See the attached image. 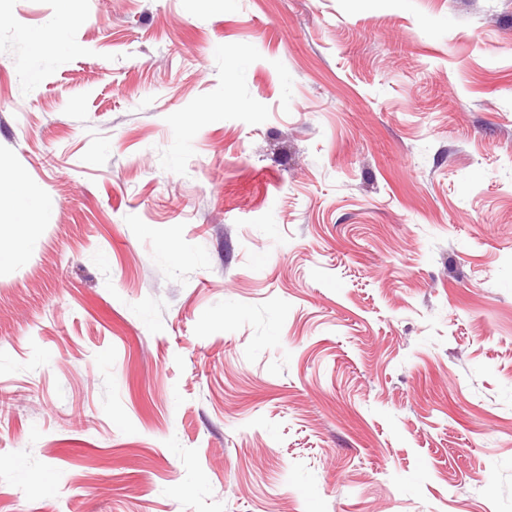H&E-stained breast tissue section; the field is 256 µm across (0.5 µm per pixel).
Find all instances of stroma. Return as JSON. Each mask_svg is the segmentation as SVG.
<instances>
[{
	"label": "stroma",
	"instance_id": "1",
	"mask_svg": "<svg viewBox=\"0 0 512 512\" xmlns=\"http://www.w3.org/2000/svg\"><path fill=\"white\" fill-rule=\"evenodd\" d=\"M14 172L0 512H512V0H0ZM0 199L8 200L14 213L11 224H31L46 217V208L41 198L28 192L21 175L15 174L7 184L0 178Z\"/></svg>",
	"mask_w": 512,
	"mask_h": 512
}]
</instances>
